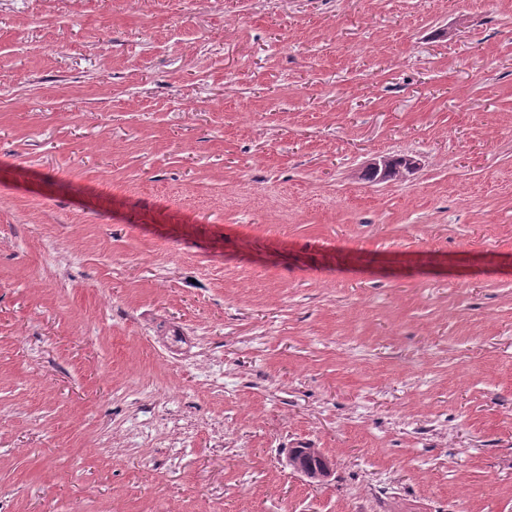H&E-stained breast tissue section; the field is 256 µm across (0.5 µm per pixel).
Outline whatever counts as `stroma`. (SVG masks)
Wrapping results in <instances>:
<instances>
[{
	"label": "stroma",
	"instance_id": "35a3bbf8",
	"mask_svg": "<svg viewBox=\"0 0 512 512\" xmlns=\"http://www.w3.org/2000/svg\"><path fill=\"white\" fill-rule=\"evenodd\" d=\"M0 512H512V0H0Z\"/></svg>",
	"mask_w": 512,
	"mask_h": 512
}]
</instances>
